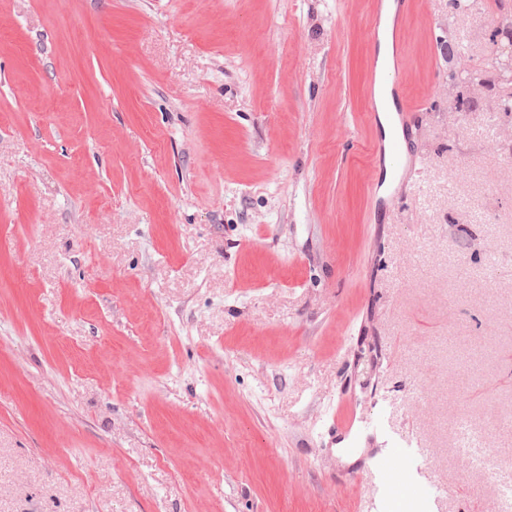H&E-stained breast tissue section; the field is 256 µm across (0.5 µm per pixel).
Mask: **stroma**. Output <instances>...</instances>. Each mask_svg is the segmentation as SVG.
<instances>
[{"instance_id": "obj_1", "label": "stroma", "mask_w": 512, "mask_h": 512, "mask_svg": "<svg viewBox=\"0 0 512 512\" xmlns=\"http://www.w3.org/2000/svg\"><path fill=\"white\" fill-rule=\"evenodd\" d=\"M504 6L411 0L384 197L373 0H0V512H503L453 448L512 459V113L448 55ZM368 153L373 164H387L392 167L395 175L397 176L398 168L401 165L403 158L396 147H386L382 140L374 141L368 146Z\"/></svg>"}]
</instances>
